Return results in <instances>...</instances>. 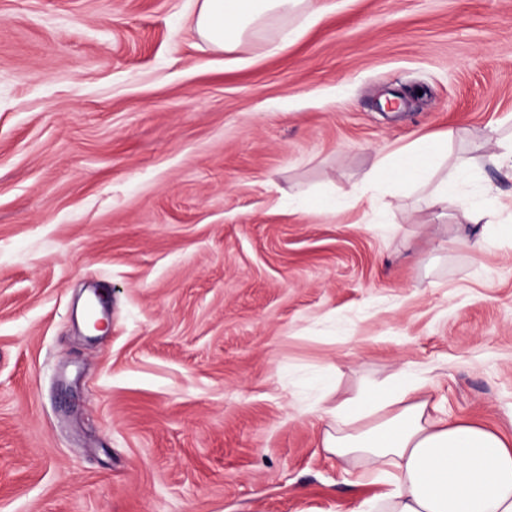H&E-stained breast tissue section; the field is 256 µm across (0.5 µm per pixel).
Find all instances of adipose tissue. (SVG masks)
<instances>
[{"label": "adipose tissue", "mask_w": 512, "mask_h": 512, "mask_svg": "<svg viewBox=\"0 0 512 512\" xmlns=\"http://www.w3.org/2000/svg\"><path fill=\"white\" fill-rule=\"evenodd\" d=\"M303 0H200L193 23L218 50L240 46L248 31ZM447 138L412 146L399 159L376 158L364 181L375 187L400 172L403 183H427ZM423 384L402 373L379 391L328 409L332 428L322 446L337 458L362 461L386 491L357 512H512V440L487 426L451 422L421 398Z\"/></svg>", "instance_id": "ef3b65f1"}]
</instances>
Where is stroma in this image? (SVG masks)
Masks as SVG:
<instances>
[{
	"instance_id": "obj_1",
	"label": "stroma",
	"mask_w": 512,
	"mask_h": 512,
	"mask_svg": "<svg viewBox=\"0 0 512 512\" xmlns=\"http://www.w3.org/2000/svg\"><path fill=\"white\" fill-rule=\"evenodd\" d=\"M327 2L223 53L193 0H0V512H356L324 410L402 370L512 439V239L449 231L512 222V0ZM443 133L481 182L349 206Z\"/></svg>"
}]
</instances>
